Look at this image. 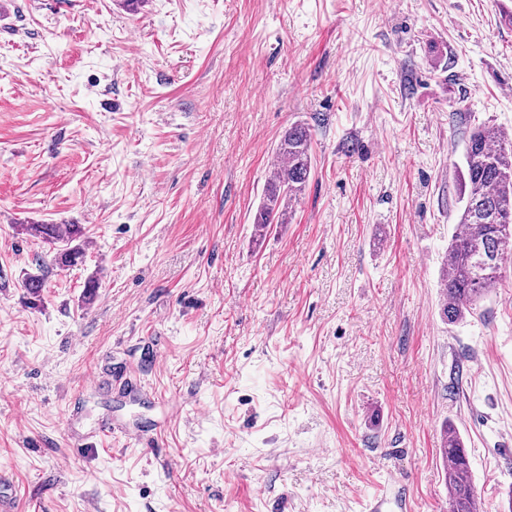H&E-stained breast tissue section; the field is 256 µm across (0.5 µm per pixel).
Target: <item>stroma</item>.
Returning <instances> with one entry per match:
<instances>
[{
    "label": "stroma",
    "mask_w": 512,
    "mask_h": 512,
    "mask_svg": "<svg viewBox=\"0 0 512 512\" xmlns=\"http://www.w3.org/2000/svg\"><path fill=\"white\" fill-rule=\"evenodd\" d=\"M295 122L312 174L256 245ZM483 123L512 135V0H0L15 512H448V423L512 512V263L440 317ZM33 224L85 228L37 298Z\"/></svg>",
    "instance_id": "35a3bbf8"
}]
</instances>
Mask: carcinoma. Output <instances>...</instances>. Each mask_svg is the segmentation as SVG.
Listing matches in <instances>:
<instances>
[{
  "label": "carcinoma",
  "instance_id": "obj_1",
  "mask_svg": "<svg viewBox=\"0 0 512 512\" xmlns=\"http://www.w3.org/2000/svg\"><path fill=\"white\" fill-rule=\"evenodd\" d=\"M283 166L269 176L263 201L253 224L255 235L267 234L271 225L284 223L291 203L304 191L312 171L311 133L296 123L283 133L276 149ZM460 230L448 242L441 316L456 324L473 313L477 303L502 277V261L512 256V138L493 125L475 127L464 144L460 170ZM35 232L56 245L52 264L64 268L84 257V228L68 224H38ZM44 264L27 274V292L40 296ZM448 488V512H475L476 491L470 462L460 434L447 425L439 449Z\"/></svg>",
  "mask_w": 512,
  "mask_h": 512
}]
</instances>
